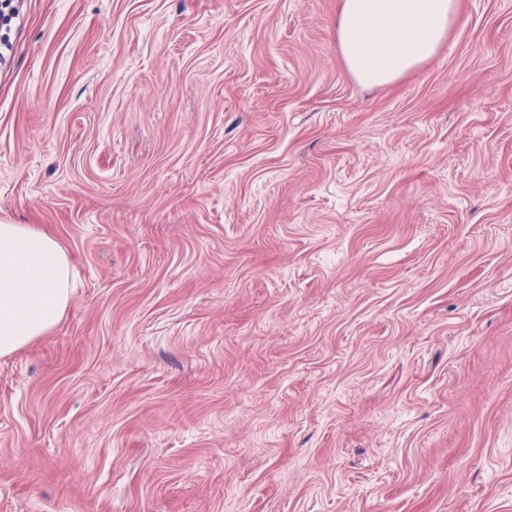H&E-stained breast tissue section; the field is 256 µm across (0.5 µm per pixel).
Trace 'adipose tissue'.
<instances>
[{
    "label": "adipose tissue",
    "mask_w": 512,
    "mask_h": 512,
    "mask_svg": "<svg viewBox=\"0 0 512 512\" xmlns=\"http://www.w3.org/2000/svg\"><path fill=\"white\" fill-rule=\"evenodd\" d=\"M457 18L456 0H341L336 41L358 82L388 84L427 61ZM70 278L56 239L0 221V357L51 332L68 307Z\"/></svg>",
    "instance_id": "1"
}]
</instances>
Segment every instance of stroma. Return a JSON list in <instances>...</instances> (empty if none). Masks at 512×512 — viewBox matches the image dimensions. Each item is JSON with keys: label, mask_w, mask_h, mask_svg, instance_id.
I'll return each instance as SVG.
<instances>
[{"label": "stroma", "mask_w": 512, "mask_h": 512, "mask_svg": "<svg viewBox=\"0 0 512 512\" xmlns=\"http://www.w3.org/2000/svg\"><path fill=\"white\" fill-rule=\"evenodd\" d=\"M0 512H512V0L354 80L340 0H10ZM70 264L56 239L0 221V357L46 336L71 296Z\"/></svg>", "instance_id": "1"}]
</instances>
